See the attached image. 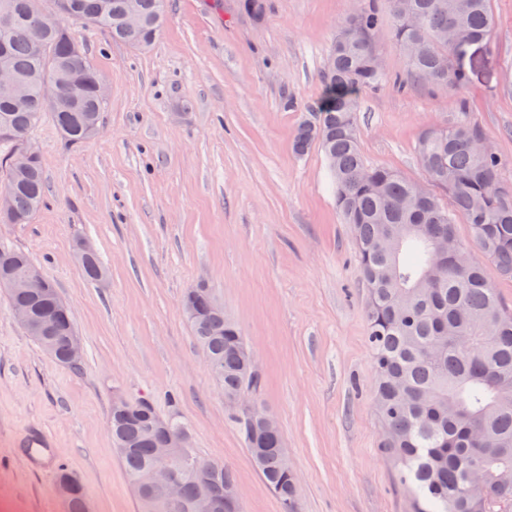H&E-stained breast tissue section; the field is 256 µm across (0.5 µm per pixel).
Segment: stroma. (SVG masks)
<instances>
[{
  "mask_svg": "<svg viewBox=\"0 0 512 512\" xmlns=\"http://www.w3.org/2000/svg\"><path fill=\"white\" fill-rule=\"evenodd\" d=\"M350 0H168L153 45L138 50L71 22L108 96L102 132L65 144L50 116L31 139L45 203L0 224L51 280L83 347L57 364L10 314L0 291V504L67 512L60 469L93 512H137L113 449L115 392L178 412L206 462L224 464L243 512H281L228 417L183 298L207 282L256 355L260 398L278 419L299 477L300 512H412L381 448L367 343V289L350 227L318 148L292 150ZM495 26L468 48V120L493 142L512 182V0H490ZM442 89L392 84L360 93L367 165L415 181L421 129L453 119ZM85 241L107 274L89 281Z\"/></svg>",
  "mask_w": 512,
  "mask_h": 512,
  "instance_id": "35a3bbf8",
  "label": "stroma"
}]
</instances>
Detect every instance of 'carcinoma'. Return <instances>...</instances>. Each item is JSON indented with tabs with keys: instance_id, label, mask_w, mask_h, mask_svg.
<instances>
[{
	"instance_id": "cac0c4a2",
	"label": "carcinoma",
	"mask_w": 512,
	"mask_h": 512,
	"mask_svg": "<svg viewBox=\"0 0 512 512\" xmlns=\"http://www.w3.org/2000/svg\"><path fill=\"white\" fill-rule=\"evenodd\" d=\"M62 4L73 16L106 32L115 41L140 48L150 45L164 23L167 0H139L142 23L130 33L124 23L125 0H46ZM391 17V33L409 63L407 76L443 87L466 106L460 93L469 81L462 63L465 46L448 41V31L466 46L485 42L493 27L490 0H370L353 9L332 44L335 71L320 75L325 97L296 129L293 149H320L328 162L336 206L351 225L369 293L368 345L376 370L375 396L382 424V449L399 486L411 499L413 512H512V312L500 303L481 266L463 264L448 254L442 267L431 262L434 244L457 237V225L470 229L472 240L512 279V183L499 180L497 152L482 153L475 142L486 137L462 118L446 126L424 128L416 143L427 180L448 198L390 170L369 167L360 151L355 123L358 95L385 81L374 40L381 10ZM12 27L0 30L7 65L28 86L29 107L13 109L0 93V145L12 147L28 137L42 117L44 94L60 81L72 84L63 111L52 120L67 143L88 139L87 129L100 124L103 103L93 80L97 69L86 55L69 56L64 38L40 29L29 12V0H0V15ZM14 210L31 219L45 199L41 161L28 170L0 157ZM76 258L85 277L101 280L105 270L98 253ZM30 256L0 237V276L22 278ZM11 313L30 316L22 323L29 336L45 347L35 320L55 312L49 298L25 290H5ZM217 299L213 289L200 292L203 311L186 314L194 338L203 349L210 372L224 393L230 420L236 425L265 484L282 512H298V477L280 451L281 433L266 432L259 418L263 406L242 398L256 393L261 376L247 365L246 338L224 313L208 309ZM54 333L57 363L65 365L68 336L74 328ZM158 416L152 401L140 397L128 412L110 411L112 441L138 512H190L197 498L194 468L202 464L193 448L177 463L180 499L159 500L143 485L146 470L160 447L151 429Z\"/></svg>"
}]
</instances>
